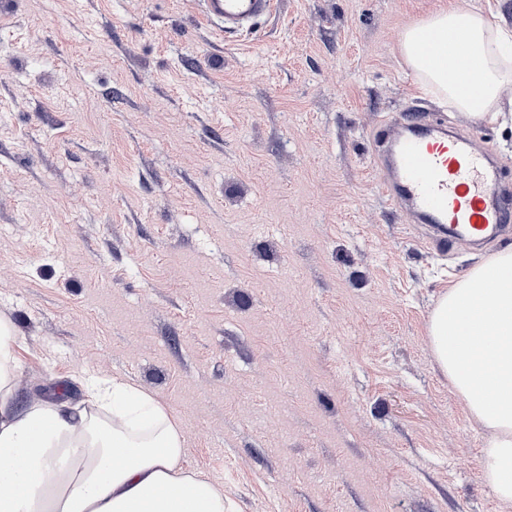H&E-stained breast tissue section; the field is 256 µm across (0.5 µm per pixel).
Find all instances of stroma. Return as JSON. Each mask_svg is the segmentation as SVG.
I'll return each mask as SVG.
<instances>
[{
    "mask_svg": "<svg viewBox=\"0 0 512 512\" xmlns=\"http://www.w3.org/2000/svg\"><path fill=\"white\" fill-rule=\"evenodd\" d=\"M243 37L195 0H0V316L19 403L79 379L160 400L226 512H512L428 340L500 250H439L378 190L395 118L475 122L398 51L444 0H278Z\"/></svg>",
    "mask_w": 512,
    "mask_h": 512,
    "instance_id": "stroma-1",
    "label": "stroma"
}]
</instances>
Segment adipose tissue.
I'll return each mask as SVG.
<instances>
[{"mask_svg":"<svg viewBox=\"0 0 512 512\" xmlns=\"http://www.w3.org/2000/svg\"><path fill=\"white\" fill-rule=\"evenodd\" d=\"M399 51L419 82L471 120L496 121L512 99V30L475 0H452L409 25ZM479 76L477 93L456 75ZM430 349L470 417L487 429L483 465L512 501V250L472 269L437 300ZM17 340L0 319V512H225L224 491L184 470L181 430L150 394L121 378L88 376L89 408L14 405Z\"/></svg>","mask_w":512,"mask_h":512,"instance_id":"ef3b65f1","label":"adipose tissue"}]
</instances>
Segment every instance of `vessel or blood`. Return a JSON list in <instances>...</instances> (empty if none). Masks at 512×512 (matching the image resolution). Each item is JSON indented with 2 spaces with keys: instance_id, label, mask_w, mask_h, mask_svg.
I'll return each instance as SVG.
<instances>
[{
  "instance_id": "vessel-or-blood-1",
  "label": "vessel or blood",
  "mask_w": 512,
  "mask_h": 512,
  "mask_svg": "<svg viewBox=\"0 0 512 512\" xmlns=\"http://www.w3.org/2000/svg\"><path fill=\"white\" fill-rule=\"evenodd\" d=\"M203 13L227 33L244 34L272 16L277 0H197ZM390 164L395 180H382V195L394 205L411 206L428 224L444 229L435 244L470 245L512 226V191L506 190L498 166L487 160L466 132L444 135L433 122L419 119L391 126Z\"/></svg>"
}]
</instances>
